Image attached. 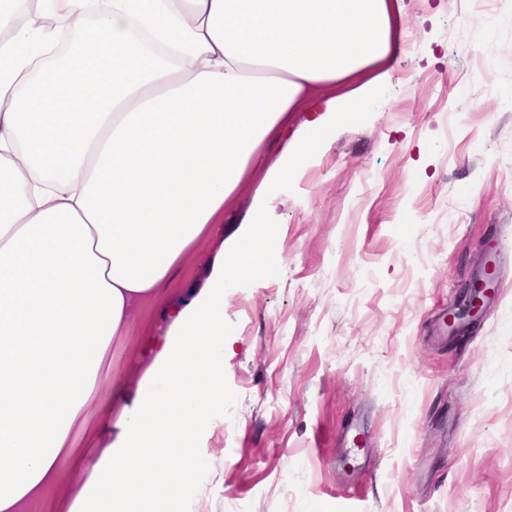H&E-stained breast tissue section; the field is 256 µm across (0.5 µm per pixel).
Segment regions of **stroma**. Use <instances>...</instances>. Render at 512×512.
Listing matches in <instances>:
<instances>
[{
	"label": "stroma",
	"mask_w": 512,
	"mask_h": 512,
	"mask_svg": "<svg viewBox=\"0 0 512 512\" xmlns=\"http://www.w3.org/2000/svg\"><path fill=\"white\" fill-rule=\"evenodd\" d=\"M407 53L324 148L277 175L295 113L237 204L111 348L144 392L178 313L259 222L266 273L224 292L223 401L184 512H512V0H403ZM497 251L479 325L446 329Z\"/></svg>",
	"instance_id": "obj_1"
}]
</instances>
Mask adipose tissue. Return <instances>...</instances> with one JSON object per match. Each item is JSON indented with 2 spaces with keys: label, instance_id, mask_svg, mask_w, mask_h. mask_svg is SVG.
<instances>
[{
  "label": "adipose tissue",
  "instance_id": "1",
  "mask_svg": "<svg viewBox=\"0 0 512 512\" xmlns=\"http://www.w3.org/2000/svg\"><path fill=\"white\" fill-rule=\"evenodd\" d=\"M63 14L80 42L56 51ZM400 0H0V512H157L180 503L222 400L224 291L267 266L254 224L178 314L152 372L123 390L115 446L72 433L139 307L223 223L293 113L360 108L405 52ZM80 475L61 479V464Z\"/></svg>",
  "mask_w": 512,
  "mask_h": 512
}]
</instances>
